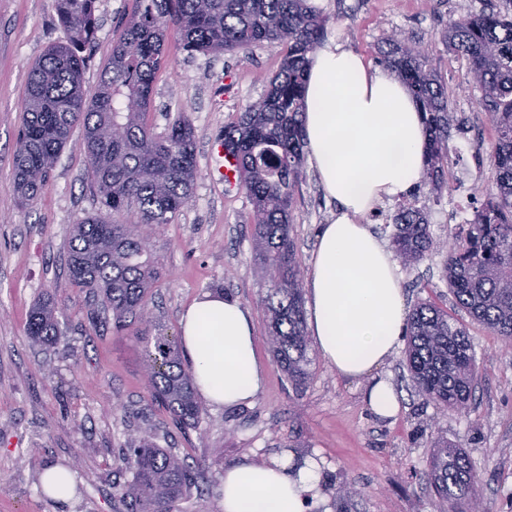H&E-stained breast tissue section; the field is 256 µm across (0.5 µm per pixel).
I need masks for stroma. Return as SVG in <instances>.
Listing matches in <instances>:
<instances>
[{
	"label": "stroma",
	"instance_id": "1",
	"mask_svg": "<svg viewBox=\"0 0 512 512\" xmlns=\"http://www.w3.org/2000/svg\"><path fill=\"white\" fill-rule=\"evenodd\" d=\"M309 2L328 16L327 37L367 61H375L381 38L393 31L428 48L465 129L448 143L458 188L436 195L420 186L416 205L425 212L433 237L452 242L473 216L470 187L492 179L478 158L485 155L493 131L488 113L477 105L480 93L467 61L438 39L449 21L499 0ZM131 9L132 0H98L99 31L84 73L86 88L97 85ZM67 37L55 0H0V512H124L114 487L128 474L118 469L116 458L128 435L147 430L158 444L204 468L197 489L180 502V512H223L222 474L244 458L294 467L316 459L323 501L308 512H446L447 503L427 476L429 444L439 435L469 456L480 477L481 512H512V350L503 349L489 330L468 326L478 382L466 414L424 403L401 348L380 369L399 403L391 418L374 415L364 401L363 384L338 376L319 351H312L309 379L299 391L275 362L251 264L253 206L244 191L218 181L209 148L225 124L262 98L265 77L280 63L278 47L191 57L171 50L154 82L147 123L161 134L176 113L190 116L197 158L193 197L151 234L149 249L160 276L148 293L146 319L130 318L119 332L108 322L90 326L87 315L95 301L72 285L66 266L72 225L100 209L80 147L81 128L73 129L37 203L20 205L14 188V153L30 70L48 46ZM296 197L294 235L305 267L321 225L336 206L311 171ZM443 263V255L433 254L416 268H399L408 308L431 301L456 314ZM216 288L249 311L266 382L248 405L206 407L198 426L183 432L164 409L147 404V357L136 333L145 328L153 335L178 336L183 309ZM45 294L61 308L65 332L62 343L50 349L32 344L26 334L28 313ZM62 464L76 479L63 506L40 491L44 472ZM342 485L353 491L344 505L336 497Z\"/></svg>",
	"mask_w": 512,
	"mask_h": 512
}]
</instances>
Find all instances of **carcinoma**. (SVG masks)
<instances>
[{"label":"carcinoma","instance_id":"cac0c4a2","mask_svg":"<svg viewBox=\"0 0 512 512\" xmlns=\"http://www.w3.org/2000/svg\"><path fill=\"white\" fill-rule=\"evenodd\" d=\"M65 42L51 45L31 69L22 101L15 181L23 204L34 202L51 167L82 127L88 177L101 211L74 225L67 257L69 278L85 288L113 324L142 314L159 272L148 250L149 231L168 224L192 199L196 135L181 112L162 135L145 121L153 83L168 63L174 38L188 54L245 50L266 43L283 49L267 92L224 126V151L235 159L236 185L252 206V259L265 284L260 296L267 341L280 369L303 386L310 365L305 332L303 277L297 259L292 212L304 177V103L309 55L324 37L328 19L308 0H134V7L97 86L84 85L85 52L96 41L97 0H56ZM440 43L464 56L488 112L494 141L488 154L495 189L475 188L473 219L452 245L429 233L424 213L400 205L392 216V245L407 268L434 252H446L443 276L458 309L512 349V0L449 23ZM377 62L405 82L420 103L428 135L425 183L450 187L448 140L460 128L448 88L430 67L428 51L393 36L384 38ZM141 103L137 112L132 101ZM138 223L117 216L128 210ZM27 335L43 345L63 341L59 311L50 297L38 300ZM407 368L426 403L465 413L477 383L476 360L464 323L432 303L416 306L406 325ZM148 354L149 401L179 428L196 427L202 409L192 370L167 336H143ZM131 480L115 486L127 512H177L197 476L185 460L150 437L134 440L119 457ZM431 482L448 512H471L480 481L469 457L439 436L431 442Z\"/></svg>","mask_w":512,"mask_h":512}]
</instances>
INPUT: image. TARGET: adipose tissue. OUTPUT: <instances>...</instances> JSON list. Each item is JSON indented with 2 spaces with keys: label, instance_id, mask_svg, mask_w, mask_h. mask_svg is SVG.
Listing matches in <instances>:
<instances>
[{
  "label": "adipose tissue",
  "instance_id": "obj_1",
  "mask_svg": "<svg viewBox=\"0 0 512 512\" xmlns=\"http://www.w3.org/2000/svg\"><path fill=\"white\" fill-rule=\"evenodd\" d=\"M304 97L307 160L337 204L335 218L319 231L307 276L310 333L337 374L366 381L369 406L390 417L398 402L379 369L396 352L408 311L393 253L362 219L421 182L423 116L390 70L367 65L334 40L311 54ZM180 343L209 405L238 407L262 390L254 324L238 300L199 295L181 315ZM319 470L313 460L291 471L248 460L225 467L224 512H306L319 494Z\"/></svg>",
  "mask_w": 512,
  "mask_h": 512
}]
</instances>
